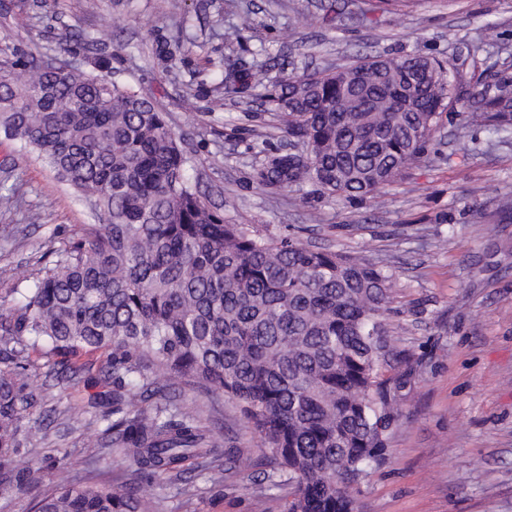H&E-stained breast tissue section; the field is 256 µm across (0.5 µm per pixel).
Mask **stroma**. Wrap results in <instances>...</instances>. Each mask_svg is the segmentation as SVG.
<instances>
[{
	"mask_svg": "<svg viewBox=\"0 0 512 512\" xmlns=\"http://www.w3.org/2000/svg\"><path fill=\"white\" fill-rule=\"evenodd\" d=\"M250 16L237 43L224 30ZM111 39L89 50L73 34ZM68 45L74 62L111 56L116 80L164 112L185 139L204 201L229 224L262 236L360 255L393 279L388 333L409 359L398 419L384 460L359 485L358 512H512V133L444 113L423 159L386 190V205L328 198L305 189L269 199L252 180L264 149L287 141L270 126L269 95L280 73L312 74L365 55L420 49L452 59L464 85L479 75L512 77V0H419L408 11L380 0H0V47L36 57ZM267 71L263 83L225 94L226 72ZM91 211L36 156L0 136V306L12 276L38 275L94 223ZM103 350L70 357L30 353L32 403L13 467L41 469L42 483L0 512H34L57 470L71 482H141L96 433L97 403L112 391ZM220 450L248 469L210 481L199 461L182 478L154 484L151 512H286L292 485L262 484L270 453L239 406L184 387Z\"/></svg>",
	"mask_w": 512,
	"mask_h": 512,
	"instance_id": "1",
	"label": "stroma"
}]
</instances>
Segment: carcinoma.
Wrapping results in <instances>:
<instances>
[{"mask_svg":"<svg viewBox=\"0 0 512 512\" xmlns=\"http://www.w3.org/2000/svg\"><path fill=\"white\" fill-rule=\"evenodd\" d=\"M0 48V133L37 154L100 223L16 279L0 311V469L10 466L30 405L23 361L50 348L105 349L112 409L102 435L154 479L201 459L222 479L245 461L217 454L179 384L237 403L277 469L296 485L288 512H356L361 479L384 452L404 375L384 314L391 276L364 258L265 238L227 224L201 198L181 137L164 113L111 77ZM269 97L298 153H265L253 180L271 198L312 186L327 197L381 196L420 160L448 105L460 100L450 59L419 50L365 56L333 71L288 76ZM470 122L512 132V79L479 83ZM27 468L0 495L38 484ZM150 487L58 481L36 512H148Z\"/></svg>","mask_w":512,"mask_h":512,"instance_id":"obj_1","label":"carcinoma"}]
</instances>
